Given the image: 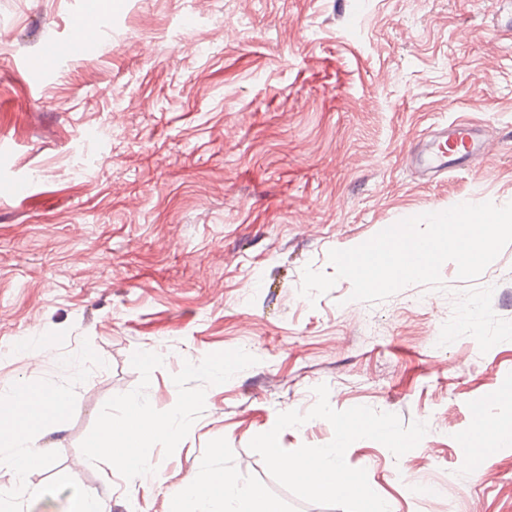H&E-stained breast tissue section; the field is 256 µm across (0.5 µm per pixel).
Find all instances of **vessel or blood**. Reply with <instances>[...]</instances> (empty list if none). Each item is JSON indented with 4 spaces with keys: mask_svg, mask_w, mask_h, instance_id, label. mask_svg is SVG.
Returning <instances> with one entry per match:
<instances>
[{
    "mask_svg": "<svg viewBox=\"0 0 512 512\" xmlns=\"http://www.w3.org/2000/svg\"><path fill=\"white\" fill-rule=\"evenodd\" d=\"M95 40V29L79 28L69 39L51 43L46 53L52 59L65 60L87 51ZM483 152L484 142L479 130L452 124L429 141L425 153L413 155L412 163L419 171L435 175L458 169Z\"/></svg>",
    "mask_w": 512,
    "mask_h": 512,
    "instance_id": "vessel-or-blood-1",
    "label": "vessel or blood"
}]
</instances>
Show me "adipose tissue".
Wrapping results in <instances>:
<instances>
[{
	"instance_id": "1",
	"label": "adipose tissue",
	"mask_w": 512,
	"mask_h": 512,
	"mask_svg": "<svg viewBox=\"0 0 512 512\" xmlns=\"http://www.w3.org/2000/svg\"><path fill=\"white\" fill-rule=\"evenodd\" d=\"M28 412L18 415L7 394H0V425L15 426L14 437L0 440V469L26 473L35 459L33 446L37 433L60 423L70 409L64 390L26 387ZM169 421L158 419L149 405L131 402L122 430H103L90 444L92 455L118 459L133 473L146 465L141 450L159 436H173ZM180 512H277L275 505L259 492L242 491L229 477L214 481L202 477L187 483L178 492Z\"/></svg>"
}]
</instances>
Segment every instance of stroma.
Masks as SVG:
<instances>
[{"label":"stroma","instance_id":"obj_1","mask_svg":"<svg viewBox=\"0 0 512 512\" xmlns=\"http://www.w3.org/2000/svg\"><path fill=\"white\" fill-rule=\"evenodd\" d=\"M91 13L96 46L56 64L46 46ZM461 119L488 155L409 168ZM485 201L512 203V0H0V391L72 402L28 491L0 470V504L177 512L193 477L230 473L281 512H329L248 447L324 384L334 409L427 423L401 458L346 452L390 512H512V440L462 456L474 406L512 424V245L472 282L445 262L440 290L299 293L329 250ZM132 400L183 425L146 448L150 480L88 455Z\"/></svg>","mask_w":512,"mask_h":512}]
</instances>
